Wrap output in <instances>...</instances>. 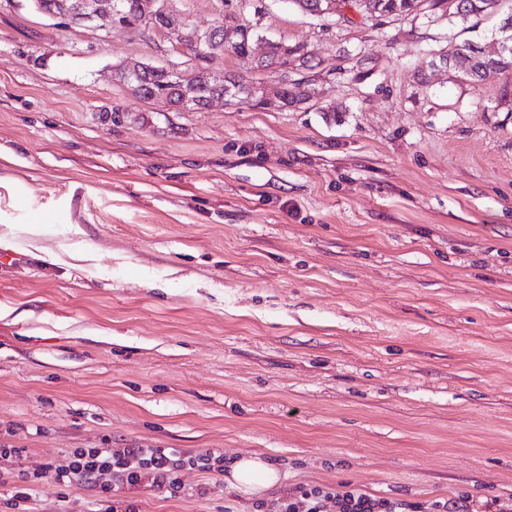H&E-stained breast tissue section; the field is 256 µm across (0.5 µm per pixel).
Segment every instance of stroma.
I'll return each mask as SVG.
<instances>
[{
  "label": "stroma",
  "instance_id": "stroma-1",
  "mask_svg": "<svg viewBox=\"0 0 512 512\" xmlns=\"http://www.w3.org/2000/svg\"><path fill=\"white\" fill-rule=\"evenodd\" d=\"M247 31L200 58L122 18L0 0V439L260 455L254 493L185 469L141 512H254L301 485L411 501L512 496V74L433 66L490 42L442 0L380 19L292 0H168ZM286 58L260 68L268 44ZM141 60L254 96L164 111ZM307 99L270 107L284 84ZM207 495H198L199 487ZM51 483L31 512H85Z\"/></svg>",
  "mask_w": 512,
  "mask_h": 512
}]
</instances>
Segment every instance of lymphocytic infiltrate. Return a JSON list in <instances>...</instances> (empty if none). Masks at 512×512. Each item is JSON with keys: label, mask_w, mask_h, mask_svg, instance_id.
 <instances>
[{"label": "lymphocytic infiltrate", "mask_w": 512, "mask_h": 512, "mask_svg": "<svg viewBox=\"0 0 512 512\" xmlns=\"http://www.w3.org/2000/svg\"><path fill=\"white\" fill-rule=\"evenodd\" d=\"M22 451L0 442V458L15 460V467L0 468V487L11 488L6 500L8 512H28L36 488L45 482L68 490L88 484L96 491L88 512H139L137 502L120 498L126 488H157L179 496L183 486L178 473L193 468L220 478L224 475L223 455L208 452L191 454L177 448H75L69 462L61 466L45 459L30 469L20 463ZM256 512H512V497L493 499L478 508L472 496L461 494L453 502L435 500L412 502L399 497H382L367 493L361 486L342 482L337 486H297L272 501L257 500Z\"/></svg>", "instance_id": "obj_1"}]
</instances>
